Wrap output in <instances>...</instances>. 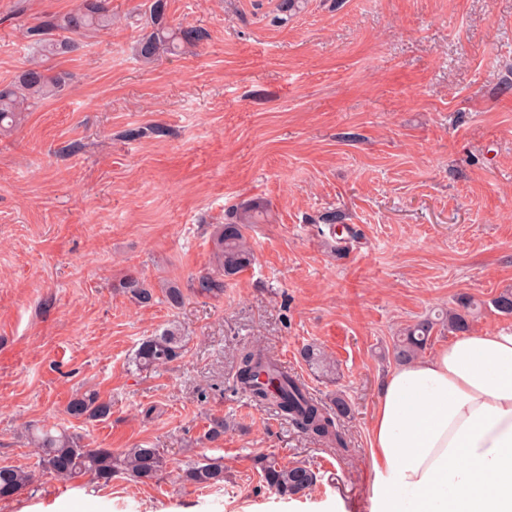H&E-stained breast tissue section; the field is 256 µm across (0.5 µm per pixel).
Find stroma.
Masks as SVG:
<instances>
[{"label":"stroma","instance_id":"35a3bbf8","mask_svg":"<svg viewBox=\"0 0 512 512\" xmlns=\"http://www.w3.org/2000/svg\"><path fill=\"white\" fill-rule=\"evenodd\" d=\"M111 2L109 32L44 60L62 90L0 135V466L33 469L26 429L44 422L166 463L146 483L40 474L0 512H370L369 427L404 328L469 296L472 330L512 329L492 306L512 290V0H307L292 15L280 0H166L168 24L208 38L153 64L134 51L148 0ZM74 5L0 0V85L29 57L15 8L34 23ZM253 199L274 216L251 227L253 265L198 294L215 225ZM130 271L154 304L121 288ZM171 325L182 359L137 370L140 342ZM308 343L336 381L302 361ZM248 345L347 401V449L232 392ZM89 389L108 419L66 415ZM264 455L309 465L315 485L280 499ZM214 459L223 490L181 481Z\"/></svg>","mask_w":512,"mask_h":512}]
</instances>
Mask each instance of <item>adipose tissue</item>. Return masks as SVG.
Wrapping results in <instances>:
<instances>
[{
  "label": "adipose tissue",
  "mask_w": 512,
  "mask_h": 512,
  "mask_svg": "<svg viewBox=\"0 0 512 512\" xmlns=\"http://www.w3.org/2000/svg\"><path fill=\"white\" fill-rule=\"evenodd\" d=\"M371 512H512V329L397 364L370 429Z\"/></svg>",
  "instance_id": "obj_1"
}]
</instances>
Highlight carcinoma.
<instances>
[{
    "label": "carcinoma",
    "mask_w": 512,
    "mask_h": 512,
    "mask_svg": "<svg viewBox=\"0 0 512 512\" xmlns=\"http://www.w3.org/2000/svg\"><path fill=\"white\" fill-rule=\"evenodd\" d=\"M165 0H152L149 6L151 31L135 44V55L146 64L165 55L197 47L207 37L199 27L172 28L164 22ZM112 27L109 0H80L75 9L61 18L47 17L26 27L32 58L16 79L0 86V132L12 130L20 123L22 114L37 103L52 97L62 89V78L50 75L39 60L48 55L69 53L77 49L76 38L88 32L103 33ZM268 218V207L249 200L238 205L228 220L213 232L214 258L220 275L210 273L198 277L195 288L200 294L224 291V279L237 275L252 264L254 253L248 231L254 224ZM121 287L140 305L154 302V291L145 286L135 274L125 275ZM479 309L470 299L461 301L460 308L441 318L430 317L417 321L399 337L394 358L399 362L414 359L423 352L438 322L450 332L469 330ZM186 347L185 336L177 326H169L155 336L143 340L136 350L133 363L140 371H152L178 359ZM302 360L326 379H336V364L315 344L300 351ZM235 390L252 402L275 409L300 432L318 440H327L338 448L346 447L338 428V417L349 410L344 398L333 400L336 411L320 405L297 377L282 371L278 359L258 348H243L235 376ZM66 413L75 419L104 420L111 414V404L95 390L73 397ZM36 448L38 467L61 481L88 476L94 482L107 485L112 477L122 474L147 482L164 467V458L157 448L135 447L116 454L110 448L93 447L75 433L55 426L30 428L26 435ZM261 475L268 488L281 497L295 496L314 485L316 474L303 464H283L273 456L258 459ZM32 480V475L14 466H0V499L8 500ZM183 480L202 488L224 486V465L218 461L191 463L183 471Z\"/></svg>",
    "instance_id": "obj_1"
}]
</instances>
